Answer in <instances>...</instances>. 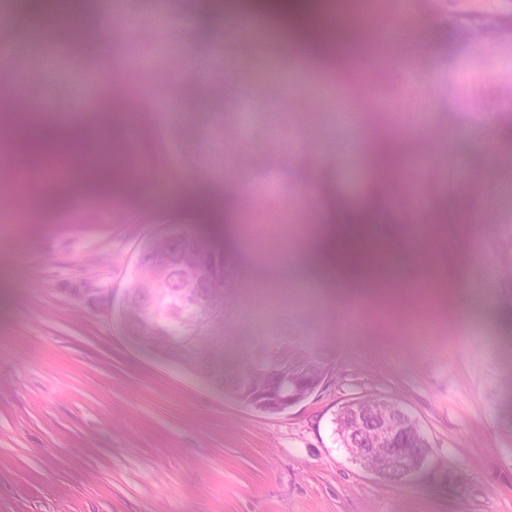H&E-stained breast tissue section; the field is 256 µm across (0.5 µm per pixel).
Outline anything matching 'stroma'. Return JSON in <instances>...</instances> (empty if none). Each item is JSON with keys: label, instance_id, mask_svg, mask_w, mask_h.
I'll list each match as a JSON object with an SVG mask.
<instances>
[{"label": "stroma", "instance_id": "35a3bbf8", "mask_svg": "<svg viewBox=\"0 0 512 512\" xmlns=\"http://www.w3.org/2000/svg\"><path fill=\"white\" fill-rule=\"evenodd\" d=\"M373 2L381 25L403 8L409 40L336 66L225 45L217 0H89L82 42L34 62L33 0H0L21 100L133 143L110 192L61 201L35 172L36 207L0 203V512H512V39L464 42L448 18L504 3ZM357 212L392 283L356 260L298 282L307 240ZM169 224L224 250L228 363L263 330L328 349L311 397L262 412L128 339L116 307ZM367 397L430 445L403 482L335 434ZM358 401V400H357ZM360 403V408L364 409L370 413L384 412L391 413L392 411L395 413L403 412L404 416L407 420L408 430L412 435H417L422 433L420 428L418 427L415 420L405 411H403L398 405L394 403L393 410L390 409L385 403L382 402L381 399L378 398H369L362 401H358ZM335 430L337 435L339 436V439L341 441V444L346 448L349 453L356 458L358 456V445H356L352 439L354 433H355V420L353 416L350 414V412L347 410L346 405L341 408L339 413L337 414L335 418Z\"/></svg>", "mask_w": 512, "mask_h": 512}]
</instances>
